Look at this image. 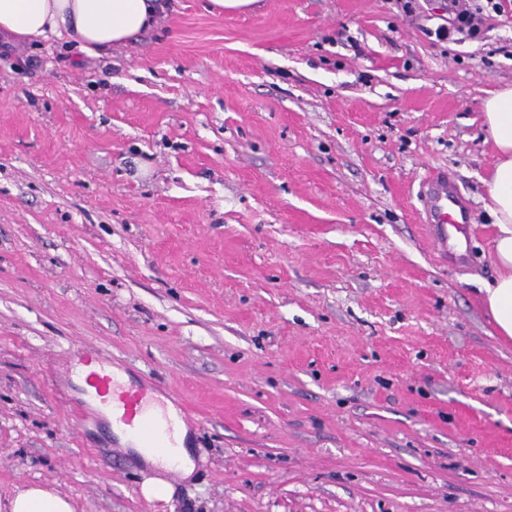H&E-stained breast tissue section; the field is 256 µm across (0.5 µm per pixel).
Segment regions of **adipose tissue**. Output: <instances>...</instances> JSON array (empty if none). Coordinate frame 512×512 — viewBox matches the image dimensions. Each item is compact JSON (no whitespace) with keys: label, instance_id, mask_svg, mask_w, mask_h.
<instances>
[{"label":"adipose tissue","instance_id":"ef3b65f1","mask_svg":"<svg viewBox=\"0 0 512 512\" xmlns=\"http://www.w3.org/2000/svg\"><path fill=\"white\" fill-rule=\"evenodd\" d=\"M169 7L170 0H0V36L28 43L56 37L82 57H102L152 28ZM482 111L495 153L483 185L497 267L494 282L482 290V302L496 334L512 340V86L490 91ZM9 510L75 512V506L55 489L25 484L16 489Z\"/></svg>","mask_w":512,"mask_h":512}]
</instances>
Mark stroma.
<instances>
[{"label": "stroma", "instance_id": "obj_1", "mask_svg": "<svg viewBox=\"0 0 512 512\" xmlns=\"http://www.w3.org/2000/svg\"><path fill=\"white\" fill-rule=\"evenodd\" d=\"M173 2L105 60L0 51V512L25 482L76 512H512L481 293L512 10L441 41L448 0ZM435 171L464 242L429 234ZM93 348L193 419L166 499L64 376Z\"/></svg>", "mask_w": 512, "mask_h": 512}]
</instances>
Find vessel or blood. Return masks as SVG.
Masks as SVG:
<instances>
[{"label": "vessel or blood", "mask_w": 512, "mask_h": 512, "mask_svg": "<svg viewBox=\"0 0 512 512\" xmlns=\"http://www.w3.org/2000/svg\"><path fill=\"white\" fill-rule=\"evenodd\" d=\"M429 185L435 224L443 228L465 224L466 214L458 196L448 187L447 175L431 174ZM81 365L91 401L110 414L114 426L137 436L148 449L163 453L171 450L173 422L156 405L154 389L127 386L113 370L110 355L99 350L85 352Z\"/></svg>", "instance_id": "vessel-or-blood-1"}]
</instances>
